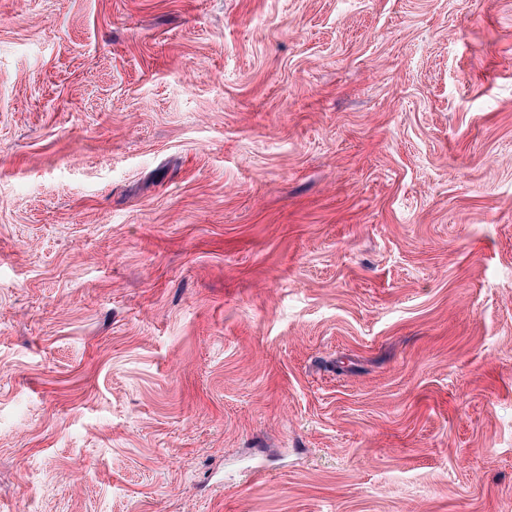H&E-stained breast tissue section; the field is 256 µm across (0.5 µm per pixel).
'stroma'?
Instances as JSON below:
<instances>
[{"label": "stroma", "instance_id": "1", "mask_svg": "<svg viewBox=\"0 0 512 512\" xmlns=\"http://www.w3.org/2000/svg\"><path fill=\"white\" fill-rule=\"evenodd\" d=\"M0 512H512V0H0Z\"/></svg>", "mask_w": 512, "mask_h": 512}]
</instances>
